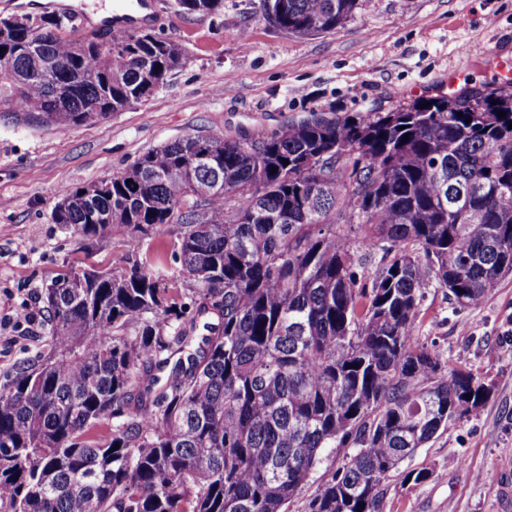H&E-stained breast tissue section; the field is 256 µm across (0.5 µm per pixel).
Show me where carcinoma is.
Segmentation results:
<instances>
[{"label":"carcinoma","mask_w":512,"mask_h":512,"mask_svg":"<svg viewBox=\"0 0 512 512\" xmlns=\"http://www.w3.org/2000/svg\"><path fill=\"white\" fill-rule=\"evenodd\" d=\"M272 2L300 37L358 5ZM13 19L0 112L28 124L120 112L181 63L149 30L103 48L64 36L65 12ZM511 121L496 88L437 94L262 138L199 132L64 190L53 220L87 240L136 254L173 226L189 287L158 255L45 288L49 351L0 377V512H285L327 448L346 462L306 512H381L390 473L491 393L414 325L433 285L469 308L512 274Z\"/></svg>","instance_id":"1"}]
</instances>
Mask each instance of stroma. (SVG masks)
I'll list each match as a JSON object with an SVG mask.
<instances>
[{
    "mask_svg": "<svg viewBox=\"0 0 512 512\" xmlns=\"http://www.w3.org/2000/svg\"><path fill=\"white\" fill-rule=\"evenodd\" d=\"M262 3L224 0L199 17L158 0L154 31L181 45L183 64L144 103L66 130L0 113V374L46 354L43 291L59 274L132 260L120 238L91 242L53 222L63 189L200 131L258 137L313 113L385 112L444 93L454 67L465 88L493 86L497 59L512 60V0H359L344 27L309 37L269 24ZM25 304L41 316L14 326L9 317ZM419 309L417 343L492 390L480 411L449 422L391 474L382 512H501L491 475L512 467V276L479 306L458 307L433 286ZM421 467L432 469L428 480L405 482Z\"/></svg>",
    "mask_w": 512,
    "mask_h": 512,
    "instance_id": "stroma-1",
    "label": "stroma"
}]
</instances>
